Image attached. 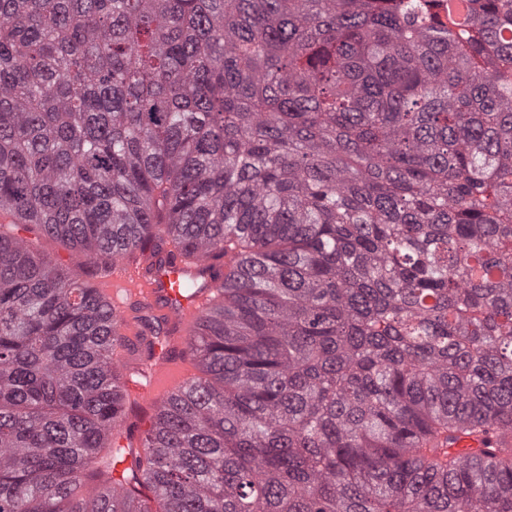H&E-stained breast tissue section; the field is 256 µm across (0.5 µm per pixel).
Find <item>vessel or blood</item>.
<instances>
[{"instance_id": "1", "label": "vessel or blood", "mask_w": 512, "mask_h": 512, "mask_svg": "<svg viewBox=\"0 0 512 512\" xmlns=\"http://www.w3.org/2000/svg\"><path fill=\"white\" fill-rule=\"evenodd\" d=\"M224 272V267L214 261L178 251L149 267L122 260L113 263L97 293L111 308L121 336L112 355L114 365L124 368L128 346L138 333L132 303H139L164 329L154 344L151 364L126 371L124 400L160 405L187 387L193 361L186 351V339L199 318L217 301Z\"/></svg>"}]
</instances>
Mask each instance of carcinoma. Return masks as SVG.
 I'll use <instances>...</instances> for the list:
<instances>
[{"label": "carcinoma", "instance_id": "cac0c4a2", "mask_svg": "<svg viewBox=\"0 0 512 512\" xmlns=\"http://www.w3.org/2000/svg\"><path fill=\"white\" fill-rule=\"evenodd\" d=\"M443 6L0 0V512H512V0ZM169 245L230 270L116 492L93 279Z\"/></svg>", "mask_w": 512, "mask_h": 512}]
</instances>
